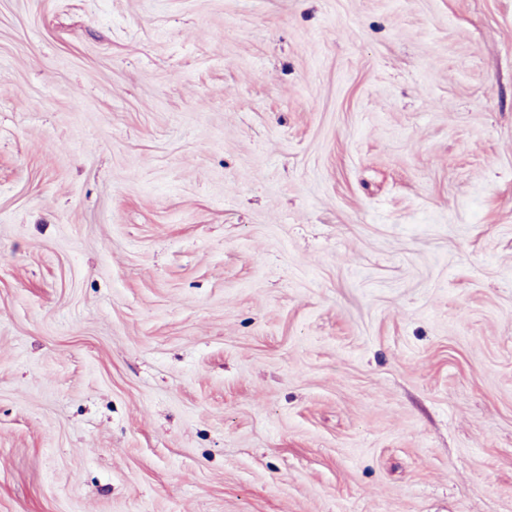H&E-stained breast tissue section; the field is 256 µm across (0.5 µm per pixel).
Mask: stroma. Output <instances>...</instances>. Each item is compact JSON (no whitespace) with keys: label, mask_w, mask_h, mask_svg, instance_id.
<instances>
[{"label":"stroma","mask_w":512,"mask_h":512,"mask_svg":"<svg viewBox=\"0 0 512 512\" xmlns=\"http://www.w3.org/2000/svg\"><path fill=\"white\" fill-rule=\"evenodd\" d=\"M0 512H512V0H0Z\"/></svg>","instance_id":"1"}]
</instances>
